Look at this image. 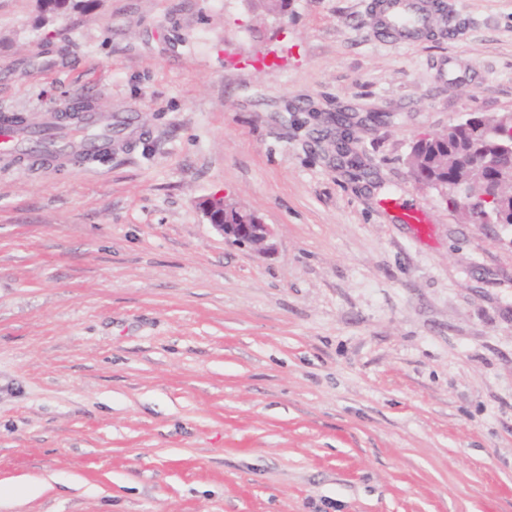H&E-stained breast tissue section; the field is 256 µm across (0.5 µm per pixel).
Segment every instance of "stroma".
Instances as JSON below:
<instances>
[{
    "instance_id": "35a3bbf8",
    "label": "stroma",
    "mask_w": 512,
    "mask_h": 512,
    "mask_svg": "<svg viewBox=\"0 0 512 512\" xmlns=\"http://www.w3.org/2000/svg\"><path fill=\"white\" fill-rule=\"evenodd\" d=\"M444 2L455 39L401 45L367 0H0L1 116L136 127L0 163V512H512V224L407 163L512 113V0ZM347 106L385 116L352 129L358 182ZM49 125H53V127H59L55 121H50ZM132 124V117L130 116H121L118 117L115 123L112 124V116L110 121L107 124H100L99 122L95 126V124L85 127L82 131H75L73 128L69 130H63L60 128L62 134L66 135L68 138H73L72 148H68L56 153L48 154L47 156H42L40 160L45 162H53L57 161L63 157H69L71 161H75L74 155L77 153H91L94 155L97 154L103 147L112 146V129L116 130V133L124 134ZM113 125V126H112ZM99 131L100 135L94 136L91 134L96 133V129ZM73 132H78L80 135H75ZM64 152L63 154H58ZM202 210L209 223L224 236L242 240L262 252H270L274 249L273 231L270 225L265 224L255 213H244L239 219L243 224H224L226 212L224 197L216 195L203 202Z\"/></svg>"
}]
</instances>
